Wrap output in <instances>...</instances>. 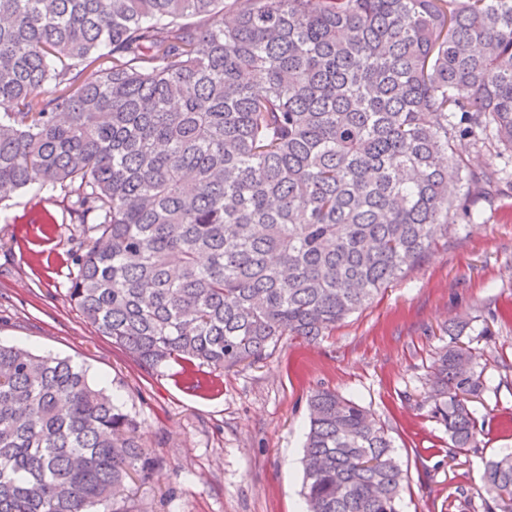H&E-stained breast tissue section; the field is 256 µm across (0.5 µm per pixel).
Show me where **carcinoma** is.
I'll list each match as a JSON object with an SVG mask.
<instances>
[{
	"mask_svg": "<svg viewBox=\"0 0 512 512\" xmlns=\"http://www.w3.org/2000/svg\"><path fill=\"white\" fill-rule=\"evenodd\" d=\"M0 104V204L35 185L95 215L86 321L141 365L222 371L362 310L448 239L458 188L471 221L512 185V0H0ZM466 328L429 378L457 453L484 425ZM308 407L307 512H398L384 426ZM157 471L86 369L0 344V512H130ZM482 480L512 512V452Z\"/></svg>",
	"mask_w": 512,
	"mask_h": 512,
	"instance_id": "cac0c4a2",
	"label": "carcinoma"
}]
</instances>
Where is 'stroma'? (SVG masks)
Masks as SVG:
<instances>
[{
  "mask_svg": "<svg viewBox=\"0 0 512 512\" xmlns=\"http://www.w3.org/2000/svg\"><path fill=\"white\" fill-rule=\"evenodd\" d=\"M459 220L406 276L318 340L283 338L262 359L219 372L171 361L140 366L88 324L68 296L83 226L61 191L26 189L0 204V342L71 358L138 423L157 461L132 479L130 512H304L308 399L328 389L387 427L408 480L399 512H484L486 460L512 448V188ZM466 319L485 342L488 389L477 448L452 454L430 414L426 375Z\"/></svg>",
  "mask_w": 512,
  "mask_h": 512,
  "instance_id": "1",
  "label": "stroma"
}]
</instances>
